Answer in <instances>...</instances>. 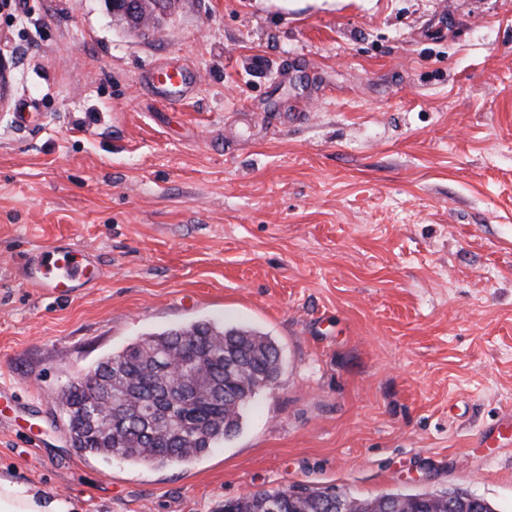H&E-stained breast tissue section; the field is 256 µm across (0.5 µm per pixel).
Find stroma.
<instances>
[{
	"label": "stroma",
	"instance_id": "obj_1",
	"mask_svg": "<svg viewBox=\"0 0 512 512\" xmlns=\"http://www.w3.org/2000/svg\"><path fill=\"white\" fill-rule=\"evenodd\" d=\"M0 61L1 476L78 512L293 484L512 512V0H177L143 34L0 0ZM170 61L173 104L144 83ZM61 236L104 277L45 299L22 258ZM201 319L280 351L239 434L163 468L73 448L77 373Z\"/></svg>",
	"mask_w": 512,
	"mask_h": 512
}]
</instances>
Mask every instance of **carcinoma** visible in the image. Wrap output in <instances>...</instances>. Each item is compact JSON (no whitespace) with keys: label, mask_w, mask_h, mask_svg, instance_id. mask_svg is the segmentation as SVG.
Listing matches in <instances>:
<instances>
[{"label":"carcinoma","mask_w":512,"mask_h":512,"mask_svg":"<svg viewBox=\"0 0 512 512\" xmlns=\"http://www.w3.org/2000/svg\"><path fill=\"white\" fill-rule=\"evenodd\" d=\"M237 372L226 370L230 357ZM279 351L265 334L245 327L227 328L197 321L149 334L119 352L100 359L91 369L105 379L98 397L79 381L62 391L63 410L73 442L82 452L103 459L119 457L131 464L167 466L189 463L236 436L245 411L236 398L252 392L253 376L277 377ZM114 401L112 414L102 401ZM283 488L250 493L224 502L235 512H268L266 503L281 497ZM336 491L308 486L288 497L280 512H336L329 497ZM465 491L441 494L392 493L372 499L344 497L350 512H407L432 499H464Z\"/></svg>","instance_id":"1"}]
</instances>
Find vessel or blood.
<instances>
[{"label": "vessel or blood", "mask_w": 512, "mask_h": 512, "mask_svg": "<svg viewBox=\"0 0 512 512\" xmlns=\"http://www.w3.org/2000/svg\"><path fill=\"white\" fill-rule=\"evenodd\" d=\"M150 82L154 90L175 102L182 100L189 78L182 67L168 65L154 73ZM22 269L26 284L47 298L95 287L103 277L97 252L63 237L27 252Z\"/></svg>", "instance_id": "b4317fda"}]
</instances>
